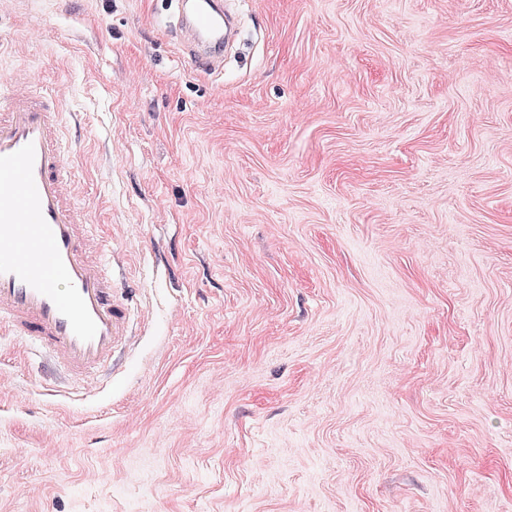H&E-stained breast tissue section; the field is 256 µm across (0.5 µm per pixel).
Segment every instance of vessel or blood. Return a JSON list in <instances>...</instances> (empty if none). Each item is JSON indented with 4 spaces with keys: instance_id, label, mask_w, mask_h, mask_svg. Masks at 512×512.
<instances>
[{
    "instance_id": "b4317fda",
    "label": "vessel or blood",
    "mask_w": 512,
    "mask_h": 512,
    "mask_svg": "<svg viewBox=\"0 0 512 512\" xmlns=\"http://www.w3.org/2000/svg\"><path fill=\"white\" fill-rule=\"evenodd\" d=\"M188 61L217 60L197 44L224 41L218 0H192ZM29 76L0 96V323L46 350L70 378L111 362L132 339L128 298L115 288L76 202L61 105L41 100Z\"/></svg>"
}]
</instances>
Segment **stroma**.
Segmentation results:
<instances>
[{"instance_id":"1","label":"stroma","mask_w":512,"mask_h":512,"mask_svg":"<svg viewBox=\"0 0 512 512\" xmlns=\"http://www.w3.org/2000/svg\"><path fill=\"white\" fill-rule=\"evenodd\" d=\"M0 0L138 338L0 326V512H512V0ZM192 22L189 26L190 45L186 51L188 63L203 65L207 69L223 68L224 61H217L199 54L192 44L222 45L224 41V12L215 0H193Z\"/></svg>"}]
</instances>
